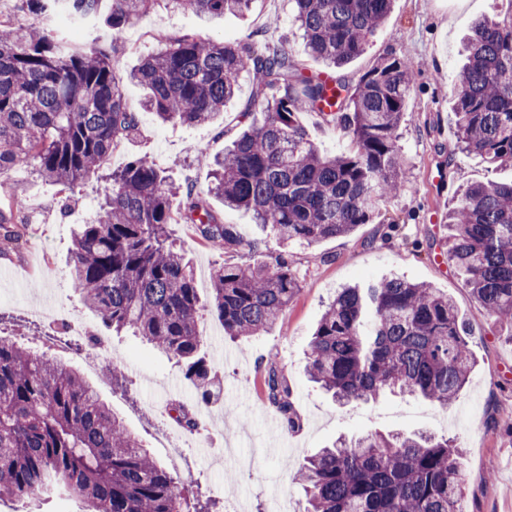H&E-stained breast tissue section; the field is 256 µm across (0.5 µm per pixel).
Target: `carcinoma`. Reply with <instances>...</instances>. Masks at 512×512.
Instances as JSON below:
<instances>
[{"label":"carcinoma","mask_w":512,"mask_h":512,"mask_svg":"<svg viewBox=\"0 0 512 512\" xmlns=\"http://www.w3.org/2000/svg\"><path fill=\"white\" fill-rule=\"evenodd\" d=\"M49 0H22L0 17V177L21 162L68 195L100 171L139 128L105 49L73 48L42 26ZM157 0H112V43ZM175 10L222 17L254 0H167ZM307 53L336 70L361 55L393 0H293ZM101 0H72L95 18ZM466 63L456 73V142L493 169L512 168V13L469 27ZM252 75L244 116L253 119L224 154L209 159L208 193L251 213L284 247L312 245L369 224L383 205L413 190L399 149V126L415 64L391 55L357 84L308 73L282 43L261 35L239 43L196 35L158 37L130 79L147 90L143 109L163 123L206 125ZM345 129L352 146L326 154L305 135L300 112ZM179 198L178 215L171 201ZM21 200L0 201V245L24 237ZM189 224L205 241L246 249L253 262L212 272L211 312L233 339L274 326L300 293L288 257L266 254L224 223L208 199L175 186L138 157L106 177L102 211L80 225L70 279L85 306L112 330H130L182 363L200 402L219 381L200 355V299L194 274L167 226ZM478 312L512 339V180L468 186L448 209L441 240ZM476 364L452 299L438 288L391 277L347 287L312 336L307 372L340 405L374 404L385 394L421 397L446 409ZM268 403L291 429L292 394L275 364L264 378ZM463 450L431 434L369 433L339 439L307 457L292 475L304 512H459L466 484ZM52 491L82 512H205L200 493L181 486L128 429L72 362L0 337V498Z\"/></svg>","instance_id":"1"}]
</instances>
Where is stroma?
<instances>
[{
	"label": "stroma",
	"mask_w": 512,
	"mask_h": 512,
	"mask_svg": "<svg viewBox=\"0 0 512 512\" xmlns=\"http://www.w3.org/2000/svg\"><path fill=\"white\" fill-rule=\"evenodd\" d=\"M111 13L112 0H102L99 16L86 23L84 40H77L68 27L61 33L84 50L112 48L116 76L135 108L146 91L131 83L128 74L156 48L160 34H199L236 42L261 30L266 38L289 47L308 70L320 68L304 48L302 33L293 21L292 0H254L249 10L209 21L172 11L165 0H158L116 44L108 25ZM510 14L512 0H393L387 19L365 52L340 74L356 83L393 53L415 64V85L399 138L414 189L392 199L372 223L360 225L352 234L286 249L301 291L267 331L241 341L230 340L208 310L213 267L248 264L252 255L244 250L224 251L201 239L190 225H169L178 250L193 267L203 306L201 352L216 370L221 387L212 404L197 405L176 360L138 337L113 335L73 292L68 268L72 240L79 225L98 215L103 182L96 174L67 202L27 164L16 165L0 186L24 199L27 206L20 247L0 255V336L42 340L43 351L53 354L57 351L52 340L55 327L30 322L26 310L47 305L81 320L91 335L104 337L121 362L122 380L102 395L127 426L158 459H166L161 431L171 419L164 409L175 403L183 405L198 421L197 430H182L176 438L184 448L185 471L213 499L239 501L243 512H273L276 501L283 498L291 499L297 512H302L305 503L291 475L307 456L341 435L393 430H426L456 438L467 468L461 512H512V341L500 336L490 319L479 314L469 288L437 245L448 234V208L461 186L493 176L512 179L511 169L490 174L479 155L458 148L451 100L453 77L462 64V42L470 23ZM251 94L252 78L242 73L237 95L225 105L223 117L210 125L162 124L153 114L141 111L138 132L112 152L104 172L142 155L154 160L176 183L207 189L211 171L198 149L206 147L213 156L223 152L246 124L241 113ZM299 122L324 152L336 153L350 145L346 131L322 122L316 113H300ZM210 203L225 223L236 225L245 238L258 242L262 251L283 250L249 213L226 208L215 197ZM392 274L441 289L470 327L477 364L460 400L449 410L421 399L392 395L371 407L341 408L308 379L309 342L337 290ZM272 360L283 370L292 390L302 420L297 430L285 428L265 399V367Z\"/></svg>",
	"instance_id": "35a3bbf8"
}]
</instances>
